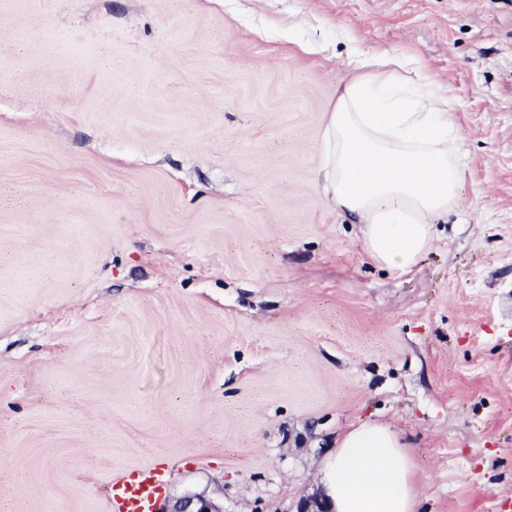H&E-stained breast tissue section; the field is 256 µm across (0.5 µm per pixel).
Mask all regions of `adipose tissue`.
I'll use <instances>...</instances> for the list:
<instances>
[{
  "mask_svg": "<svg viewBox=\"0 0 512 512\" xmlns=\"http://www.w3.org/2000/svg\"><path fill=\"white\" fill-rule=\"evenodd\" d=\"M322 131L315 182L362 233L369 260L408 272L460 199L461 146L447 99L396 57L359 59ZM332 512H418L413 458L389 426L343 433L321 465Z\"/></svg>",
  "mask_w": 512,
  "mask_h": 512,
  "instance_id": "obj_1",
  "label": "adipose tissue"
}]
</instances>
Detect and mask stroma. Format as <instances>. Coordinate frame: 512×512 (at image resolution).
Here are the masks:
<instances>
[{
  "label": "stroma",
  "instance_id": "1",
  "mask_svg": "<svg viewBox=\"0 0 512 512\" xmlns=\"http://www.w3.org/2000/svg\"><path fill=\"white\" fill-rule=\"evenodd\" d=\"M455 112L400 274L317 186L356 55ZM388 424L421 512H512V0H0V512H297ZM164 487V470L147 467L138 474L112 483L113 512H150ZM218 506L207 501L202 496H189L177 501L173 507L168 510L160 509L156 512H223Z\"/></svg>",
  "mask_w": 512,
  "mask_h": 512
}]
</instances>
